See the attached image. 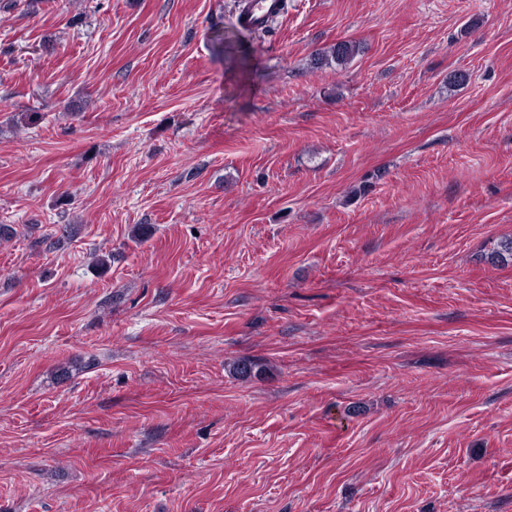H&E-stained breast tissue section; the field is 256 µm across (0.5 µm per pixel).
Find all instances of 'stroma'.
<instances>
[{"mask_svg":"<svg viewBox=\"0 0 512 512\" xmlns=\"http://www.w3.org/2000/svg\"><path fill=\"white\" fill-rule=\"evenodd\" d=\"M510 236L512 0H0V512H512ZM237 6L238 18L242 25L265 30L272 19L283 14L287 0H241ZM358 48L357 45L349 42V41H341L337 42L330 51L329 54L324 56H318L314 58L315 65L322 64L324 61H328V57L330 56L336 62V65L344 66L348 64L354 56L357 54Z\"/></svg>","mask_w":512,"mask_h":512,"instance_id":"obj_1","label":"stroma"}]
</instances>
